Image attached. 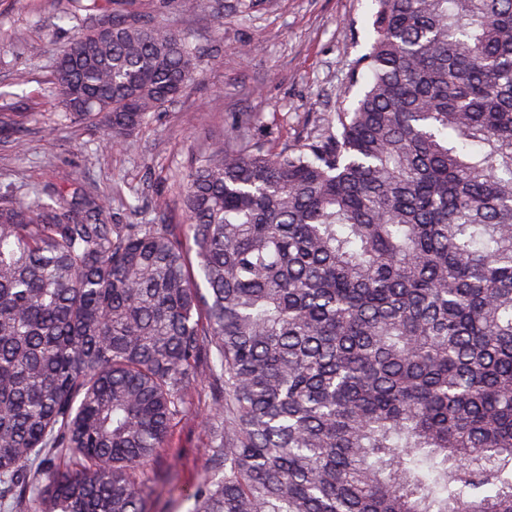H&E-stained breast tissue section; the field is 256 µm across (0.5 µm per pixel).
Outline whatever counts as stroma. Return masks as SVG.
Wrapping results in <instances>:
<instances>
[{"label":"stroma","mask_w":512,"mask_h":512,"mask_svg":"<svg viewBox=\"0 0 512 512\" xmlns=\"http://www.w3.org/2000/svg\"><path fill=\"white\" fill-rule=\"evenodd\" d=\"M233 2L224 0L218 28L211 0L191 12L181 0H124L123 10L161 18L203 55L183 96L112 149L102 126L70 118L54 93L56 60L76 34L56 16L71 0H0V112L20 122L16 139L0 141V186L24 196L64 172L71 188L109 194L112 223L148 222L161 202L179 224L187 157L236 135L232 116H253L249 133L280 148L355 107L349 78L375 37L372 0H265L247 17L232 12ZM246 46L251 56H242ZM213 411L205 387L190 390L167 446L142 477L148 512H192L188 493L211 475L216 455L201 428Z\"/></svg>","instance_id":"35a3bbf8"}]
</instances>
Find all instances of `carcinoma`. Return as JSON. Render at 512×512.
I'll use <instances>...</instances> for the list:
<instances>
[{
	"mask_svg": "<svg viewBox=\"0 0 512 512\" xmlns=\"http://www.w3.org/2000/svg\"><path fill=\"white\" fill-rule=\"evenodd\" d=\"M118 2L61 16L54 87L114 148L202 56ZM374 3L336 132L191 156L184 223L0 193L3 512H146L202 382L193 512H512V0Z\"/></svg>",
	"mask_w": 512,
	"mask_h": 512,
	"instance_id": "1",
	"label": "carcinoma"
}]
</instances>
